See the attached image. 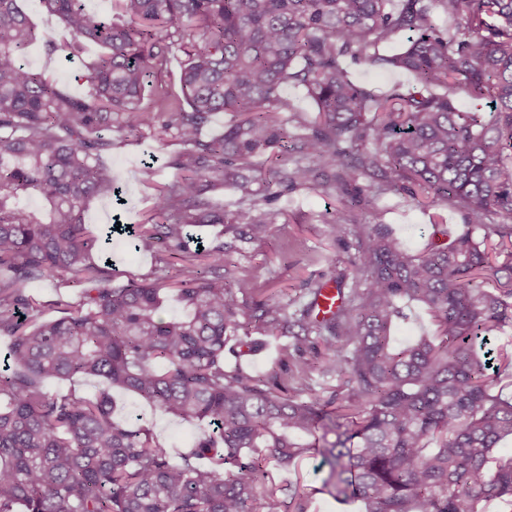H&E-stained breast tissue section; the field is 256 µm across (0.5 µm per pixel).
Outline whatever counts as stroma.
<instances>
[{
	"label": "stroma",
	"mask_w": 512,
	"mask_h": 512,
	"mask_svg": "<svg viewBox=\"0 0 512 512\" xmlns=\"http://www.w3.org/2000/svg\"><path fill=\"white\" fill-rule=\"evenodd\" d=\"M38 33V40L25 49L24 60L34 69L50 76L69 88L72 93L83 94L88 90L79 77L91 61V54L79 57L61 58L47 54V43H60L68 33L58 19L48 14L40 0H21ZM176 142L167 145L150 137L119 144L106 155L105 162L111 167L115 182L120 185L126 198V210L122 220L128 224L142 223L151 214L153 184L142 181L140 170L143 164H150L156 182H167L178 174L172 161L179 152ZM258 173L269 191L279 192L278 206L288 211V221L274 225L269 238L246 244L239 253L226 255L227 266L249 274L255 282L254 300L273 296L282 301L288 310H295L306 303L307 282L326 281L339 273H350L353 252L344 250L329 235V220L337 217L343 207L339 193H317L297 187L287 193H280L275 175L268 171L264 157L254 160ZM382 216L389 224L405 249L418 252L434 241L432 211L419 205L405 195H386L371 200L365 210V220ZM110 255L118 282L140 281L165 274H176L177 268L161 246L129 250L123 240H113L108 252H95V259ZM266 353L242 357L227 353L226 369L243 368L255 375L266 377L278 375L284 383H291L300 366L320 364L324 347L306 349L303 354L289 352V337H264ZM119 413L132 423L150 429L158 440L168 448L182 449L201 432L199 425L192 422H178L152 410L134 396L121 394L117 397ZM329 474L319 452H312L300 464L298 472H285L283 480H301L304 490L313 494L311 512H361L360 503L340 504L322 487Z\"/></svg>",
	"instance_id": "35a3bbf8"
}]
</instances>
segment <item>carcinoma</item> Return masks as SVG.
I'll list each match as a JSON object with an SVG mask.
<instances>
[{
  "label": "carcinoma",
  "mask_w": 512,
  "mask_h": 512,
  "mask_svg": "<svg viewBox=\"0 0 512 512\" xmlns=\"http://www.w3.org/2000/svg\"><path fill=\"white\" fill-rule=\"evenodd\" d=\"M42 2L68 32L48 53L104 51L76 96L21 59L35 27L20 0H0V512H310L298 487L279 500L273 471L315 448L325 485L365 512H512V455L495 456L512 440V353L490 348L512 328V0H109L122 22L83 0ZM436 12L453 26L436 25ZM399 34L407 47L385 53ZM177 52L175 90L159 76ZM361 62L414 84L379 96L351 79ZM288 85L305 89L315 115H284ZM451 86L491 105V119L459 110ZM226 112L224 132L205 135ZM144 134L182 146L183 175L156 186L170 223L137 230L172 255L188 252L191 224L258 241L288 222L258 188L259 154L287 188L339 192L330 236L356 254L352 278H336V313L289 314L272 297L247 306L253 279L224 268L222 241L174 280L177 315L162 317L161 282L115 283L92 259L84 213L95 197H120L102 154ZM218 186L247 207L225 218L208 196ZM391 193L425 194L438 217L453 208L463 224L450 237L434 222L446 240L411 253L380 218H363L370 198ZM33 280L86 288L47 319ZM411 303L436 336L398 344ZM253 327L296 347L316 337L323 364L303 365L288 395L225 370L239 331L238 346L257 349ZM316 374L336 379L331 411ZM80 378L101 386L89 396L43 386ZM115 389L209 430L175 460L152 431L116 417Z\"/></svg>",
  "instance_id": "carcinoma-1"
}]
</instances>
